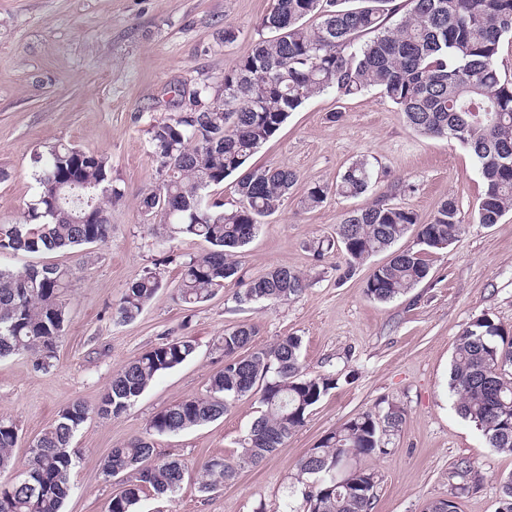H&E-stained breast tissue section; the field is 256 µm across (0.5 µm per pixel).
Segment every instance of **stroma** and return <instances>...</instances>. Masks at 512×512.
Returning <instances> with one entry per match:
<instances>
[{
	"mask_svg": "<svg viewBox=\"0 0 512 512\" xmlns=\"http://www.w3.org/2000/svg\"><path fill=\"white\" fill-rule=\"evenodd\" d=\"M274 0H0V221H23L36 198V154L63 143L107 157L112 183L123 192L110 210L108 243L68 253H2L0 267L16 272L59 263L74 276L66 297L69 322L57 358L34 370L25 355L0 360V417L18 430L14 469L22 471L29 444L74 400L96 406L126 364L160 343L193 339L195 356L159 375L117 418H89L73 444L79 458L64 512H108L122 485L104 475L112 448L144 435L152 417L180 400L204 394L222 369L221 338L241 323L258 327L254 347L301 337L309 374L331 373L338 384L313 408L305 425L262 464L240 470L212 492L199 489L200 465L232 460L260 414L258 395L233 402L219 420L152 440L180 460L177 492L141 495L139 512H304L298 462L309 448L367 410L396 406L404 414L385 454L361 460L376 475L373 512H425L447 497L459 460L479 474L460 501L461 512H498L500 485L512 474V455L490 448L474 423L456 410L449 373L457 336L489 315L512 332V211L499 223H476L482 192L476 158L445 138H425L378 89L355 98L327 91L291 112L251 158L256 167H286L299 181L274 215L265 218L238 260L244 276L279 266L301 272L309 286L296 299L272 306L239 303L238 282H226L193 308L173 298L183 261L205 253L206 242L146 223L141 197L157 185L159 164L150 130L185 112L191 93L220 94L225 68L261 37ZM237 38L224 40L225 27ZM373 168L369 191L357 198L329 194L311 210L300 201L314 184L335 183L355 159ZM403 185L398 204L429 220L455 198L466 225L447 248L429 253L430 274L389 302L370 299L366 279L388 253L373 255L340 279L341 251L317 257L313 244L330 236L343 215ZM153 269L162 286L132 322L114 308L129 282Z\"/></svg>",
	"mask_w": 512,
	"mask_h": 512,
	"instance_id": "obj_1",
	"label": "stroma"
}]
</instances>
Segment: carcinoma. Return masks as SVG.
<instances>
[{
  "label": "carcinoma",
  "mask_w": 512,
  "mask_h": 512,
  "mask_svg": "<svg viewBox=\"0 0 512 512\" xmlns=\"http://www.w3.org/2000/svg\"><path fill=\"white\" fill-rule=\"evenodd\" d=\"M276 0L261 21L267 36L224 70L222 95L207 87L193 92L199 112H179L152 126L153 154L165 178L140 201L147 217L177 226L210 249L182 263L175 300L192 307L211 299L224 281H243L236 256L256 236L262 218L275 213L298 181L284 168L249 167L248 162L310 98L334 90L353 97L378 88L423 137H445L477 159L483 191L476 219L496 224L512 210V80L497 65L502 39L512 35V0ZM398 16L394 24L387 18ZM373 38L364 41L362 37ZM238 175L239 205L206 199L205 190ZM36 199L23 223H0V253L65 252L108 242L109 208L121 190L112 185L107 158L75 147L54 145L33 174ZM372 180L369 164L354 160L334 187L316 184L301 200L305 209L321 206L330 192L355 198ZM415 230L418 250L392 247ZM464 231L457 202L440 203L432 219L381 195L369 206L347 212L336 225V239L313 247L321 258L340 243L345 266L340 278L378 252L391 259L370 273L365 294L387 302L424 281L426 255L448 247ZM73 276L62 265L0 269V358L26 354L37 371L56 360L57 342L68 323L64 294ZM245 282V281H243ZM161 287L159 272L147 269L129 283L115 311L135 320ZM307 287L304 276L280 266L245 282L238 301L275 305ZM258 328L240 324L224 330V368L210 379L206 394L177 402L157 413L146 435L112 449L102 469L108 476L129 474L127 490L112 498L109 512H137L147 487L157 495L175 493L184 465L157 454L150 435L178 433L218 420L236 400L260 394L262 410L233 461L210 459L201 465V491L209 492L237 473L256 467L302 428L313 407L336 388L331 374L304 372L301 338L288 335L269 348L251 349ZM192 339L162 343L112 377L94 409L80 400L64 408L30 449L23 474L0 484V512H63L71 491L77 451L72 439L94 412L117 418L161 373L193 356ZM450 392L461 417L475 423L489 445L512 453V336L487 315L458 336L450 372ZM403 412L391 406L365 411L324 436L299 463L307 512H373L375 474L362 458L384 454L387 437L399 431ZM18 431L0 418V471L14 467ZM462 484L448 498L428 504L427 512H458V499L477 475L471 462L457 465Z\"/></svg>",
  "instance_id": "cac0c4a2"
}]
</instances>
